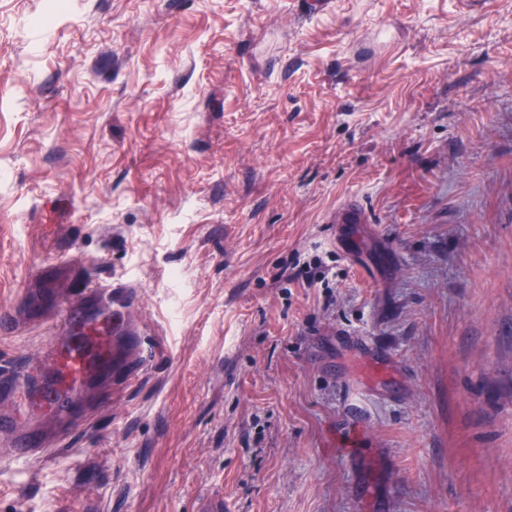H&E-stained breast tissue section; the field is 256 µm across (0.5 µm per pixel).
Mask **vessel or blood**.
<instances>
[{
  "label": "vessel or blood",
  "mask_w": 512,
  "mask_h": 512,
  "mask_svg": "<svg viewBox=\"0 0 512 512\" xmlns=\"http://www.w3.org/2000/svg\"><path fill=\"white\" fill-rule=\"evenodd\" d=\"M333 221L362 224L366 213L360 201L350 197L337 204ZM115 294L112 285L83 284L58 334L39 354L0 370V434L10 435L14 459H41L51 439H66L84 418L83 392L94 376L111 372L117 334L125 328L122 310L113 304ZM43 420L57 423L55 437L40 429Z\"/></svg>",
  "instance_id": "vessel-or-blood-1"
}]
</instances>
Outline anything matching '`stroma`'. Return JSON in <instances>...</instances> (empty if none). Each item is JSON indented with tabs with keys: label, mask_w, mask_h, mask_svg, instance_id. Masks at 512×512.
Returning a JSON list of instances; mask_svg holds the SVG:
<instances>
[{
	"label": "stroma",
	"mask_w": 512,
	"mask_h": 512,
	"mask_svg": "<svg viewBox=\"0 0 512 512\" xmlns=\"http://www.w3.org/2000/svg\"><path fill=\"white\" fill-rule=\"evenodd\" d=\"M83 280L151 352L0 512H512V0H0V364ZM366 213L356 197L345 198L336 205L333 224H364Z\"/></svg>",
	"instance_id": "35a3bbf8"
}]
</instances>
